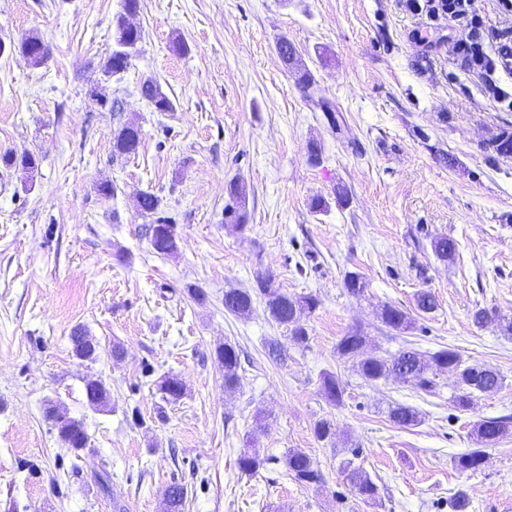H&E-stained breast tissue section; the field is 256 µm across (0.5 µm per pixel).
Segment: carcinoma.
Returning a JSON list of instances; mask_svg holds the SVG:
<instances>
[{
  "label": "carcinoma",
  "instance_id": "cac0c4a2",
  "mask_svg": "<svg viewBox=\"0 0 512 512\" xmlns=\"http://www.w3.org/2000/svg\"><path fill=\"white\" fill-rule=\"evenodd\" d=\"M139 9V0H121V11L116 14L113 21L112 53L104 64V72L115 76L126 71L133 57L139 51L142 42V31L131 26L129 17L136 14ZM43 41L36 36H28L21 42L22 53L30 62L39 66L45 56L36 53L37 47ZM277 53L285 64H291L295 70L296 86L304 93L308 92L313 84V77L308 69L299 63L295 46L286 38H282L276 45ZM512 58V31L505 30L499 35L496 52L487 53L482 46L465 52L460 57V67L468 72L478 73L483 80L485 91L498 97L500 89L493 76L499 62ZM141 96L149 101L159 112H170L174 104L161 86L152 79L143 81L140 86ZM141 144V130L134 126H124L114 137L113 149L118 155H131L137 152ZM489 158L512 156V128H503L485 145ZM0 162L6 166L20 167L33 172L38 168L37 158L26 153L19 157L4 154ZM230 204L224 208L225 220L240 228L246 220V193L239 182L231 180L226 186ZM140 210L153 215L159 208L158 197L150 192H140L137 195ZM150 242L154 251L160 255L175 252L177 244L175 228L171 224H152L148 228ZM431 247L437 257L443 260L454 258L457 243L448 236L437 237L432 240ZM258 290L265 300V307L269 316L279 325L288 329L293 339L302 344L306 342L308 333L306 328L297 320V312L313 310L318 301L312 296L295 297L273 286L269 275L257 277ZM254 298L248 291L229 290L224 293V309L232 314H246L253 307ZM381 320L395 331L405 330L411 325L409 313L392 305H385L381 310ZM72 353L82 360L93 361L100 351V344L95 337L89 335L82 327H75L70 335ZM365 337L360 331L354 330L343 336L338 343V350L343 355L353 356L363 346ZM216 356L224 368V388L234 389L239 384L240 358L235 345L226 343L216 350ZM360 374L369 381H378L394 377L413 388L431 392L435 388L437 372L451 371L455 374L457 394L455 403L459 408H466L471 404L474 392L493 393L501 384L499 375L487 368L477 365H467L461 355L452 349H441L425 355L415 349L406 348L390 357H366L358 364ZM185 384L176 375H166L158 383V391L162 399L168 403L178 401L185 394ZM322 392L325 398L333 404L342 401L343 388L335 375L327 373L323 377ZM85 395L90 406L103 410L110 405V393L100 382H89L85 385ZM47 416L57 429L61 447L70 451H78L89 445V436L83 423L74 418H65L56 414L54 407H49ZM391 421L400 427H409L421 422L418 413L409 406L399 404L390 411ZM512 428L511 417L490 418L477 426L476 434L481 442L492 445L496 443L509 429ZM485 460L484 451L474 448L457 457L456 466L462 470H477ZM238 468L245 474L256 473L263 465L256 449L248 448L240 454L237 460ZM288 476L301 485H316L324 481V476L314 461L305 453L290 450L285 459ZM347 481L355 494L369 503L377 499L378 486L359 467L348 470ZM164 496L168 512H182L185 499V489L179 484L169 485Z\"/></svg>",
  "mask_w": 512,
  "mask_h": 512
}]
</instances>
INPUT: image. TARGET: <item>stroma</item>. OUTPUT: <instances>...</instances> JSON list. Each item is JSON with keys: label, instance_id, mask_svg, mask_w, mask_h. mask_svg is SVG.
Here are the masks:
<instances>
[{"label": "stroma", "instance_id": "1", "mask_svg": "<svg viewBox=\"0 0 512 512\" xmlns=\"http://www.w3.org/2000/svg\"><path fill=\"white\" fill-rule=\"evenodd\" d=\"M410 2L140 0V52L115 78L102 65L120 0H0L10 46L0 54V155L39 159L31 175L0 164V512H167L173 483L187 489L182 512H451L461 490L464 512H512V433L478 470L455 467L478 447V423L512 417V334L499 324L512 319V157L492 163L484 150L512 125V107L460 68L456 47L476 32L494 45L512 29V8L472 0L466 15L433 17ZM31 35L49 48L37 67L19 50ZM283 37L314 76L309 92L277 53ZM148 78L173 111L141 99ZM129 123L142 131L139 151L114 155ZM233 179L247 195L240 230L225 222ZM106 182L113 195L102 194ZM142 191L175 220V253H154ZM316 198L327 209H312ZM442 235L457 242L448 261L431 248ZM350 272L363 295L346 291ZM262 273L317 299L300 317L306 343L269 317ZM231 289L254 292L250 315L225 312ZM422 291L434 294L433 312L416 313ZM386 304L413 313L412 328L388 329ZM479 308L498 321L474 325ZM77 326L101 342L96 360L73 355ZM354 330L364 347L342 355L337 344ZM227 342L241 359L232 391L216 357ZM405 348L454 349L502 384L463 410L449 372L431 393L360 376V358ZM168 373L186 392L166 405L155 381ZM327 373L344 389L340 404L323 395ZM88 379L110 390L108 410L88 405ZM51 404L83 422L88 448L61 449ZM398 404L421 423L393 424ZM320 420L334 430L323 441ZM248 443L265 460L253 475L237 467ZM291 449L318 465L323 484L287 475ZM349 461L377 484L376 503L352 492Z\"/></svg>", "mask_w": 512, "mask_h": 512}]
</instances>
